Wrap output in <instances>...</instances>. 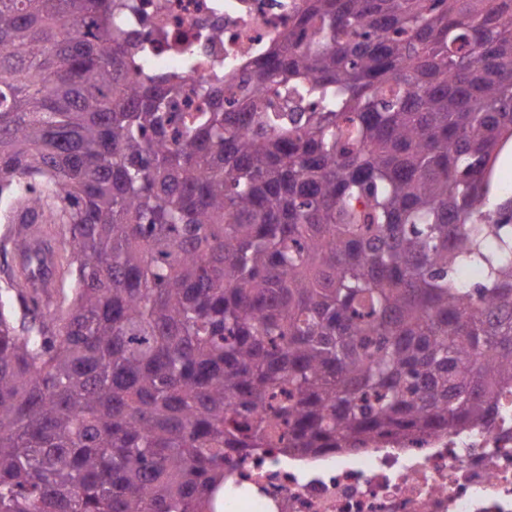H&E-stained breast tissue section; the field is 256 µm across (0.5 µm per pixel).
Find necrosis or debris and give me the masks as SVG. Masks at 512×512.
<instances>
[{
    "mask_svg": "<svg viewBox=\"0 0 512 512\" xmlns=\"http://www.w3.org/2000/svg\"><path fill=\"white\" fill-rule=\"evenodd\" d=\"M124 23L130 49L179 75V108L195 111L199 83L236 73L270 46L300 0H136ZM484 424L351 455L281 458L268 451L229 473L225 512H512V383Z\"/></svg>",
    "mask_w": 512,
    "mask_h": 512,
    "instance_id": "4bbe7bcc",
    "label": "necrosis or debris"
}]
</instances>
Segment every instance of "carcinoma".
<instances>
[{
  "instance_id": "carcinoma-1",
  "label": "carcinoma",
  "mask_w": 512,
  "mask_h": 512,
  "mask_svg": "<svg viewBox=\"0 0 512 512\" xmlns=\"http://www.w3.org/2000/svg\"><path fill=\"white\" fill-rule=\"evenodd\" d=\"M135 11L0 0V203L51 232L0 290V512H213L246 456L491 417L512 0H303L197 112Z\"/></svg>"
}]
</instances>
